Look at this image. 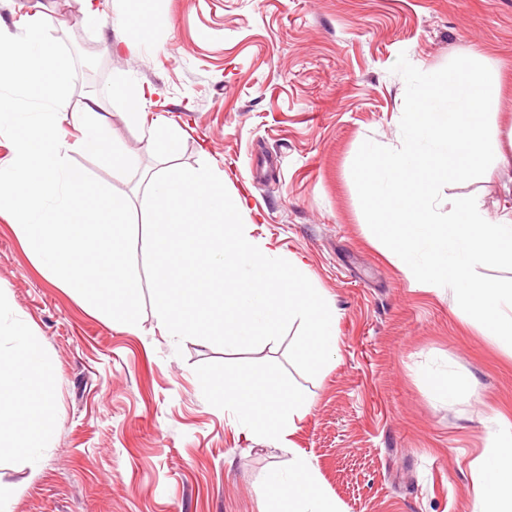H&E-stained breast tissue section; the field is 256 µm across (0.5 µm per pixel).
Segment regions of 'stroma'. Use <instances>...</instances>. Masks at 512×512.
I'll use <instances>...</instances> for the list:
<instances>
[{"label":"stroma","mask_w":512,"mask_h":512,"mask_svg":"<svg viewBox=\"0 0 512 512\" xmlns=\"http://www.w3.org/2000/svg\"><path fill=\"white\" fill-rule=\"evenodd\" d=\"M105 29L82 0H0V24L40 12L54 38L98 57L78 66L71 108L98 99L106 130L140 166L122 175L90 156L82 170L132 201L145 172L210 161L240 196L257 239L304 262L336 305V350L315 377L288 340L225 354L178 342L145 304L136 331L111 326L35 268L0 222V290L49 357L55 426L37 457L0 458V486H22L11 512H260L287 449L246 436L205 380L224 373L292 386L311 403L292 437L342 512H473V473L492 433L512 424V346L415 288L388 260L352 179L364 140L400 148L406 53L434 72L457 56L488 60L502 87L492 137L512 127V0H101ZM140 44L117 54L116 37ZM151 89L141 124L127 91ZM181 131L163 154L156 119ZM512 168L444 186L495 216ZM34 371V378H41Z\"/></svg>","instance_id":"1"}]
</instances>
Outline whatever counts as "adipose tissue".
Here are the masks:
<instances>
[{
  "mask_svg": "<svg viewBox=\"0 0 512 512\" xmlns=\"http://www.w3.org/2000/svg\"><path fill=\"white\" fill-rule=\"evenodd\" d=\"M46 364L39 336L14 317L9 299L0 292V457L18 448L31 456L39 452L40 442L23 420L30 411L31 371ZM207 388L232 412L239 431L276 446L294 434L309 408L298 391L252 388L239 375L208 382ZM473 492L474 512H512L511 426L494 435L475 471ZM261 496L283 499L286 512H340L310 460L300 453L287 469L271 472Z\"/></svg>",
  "mask_w": 512,
  "mask_h": 512,
  "instance_id": "adipose-tissue-1",
  "label": "adipose tissue"
}]
</instances>
